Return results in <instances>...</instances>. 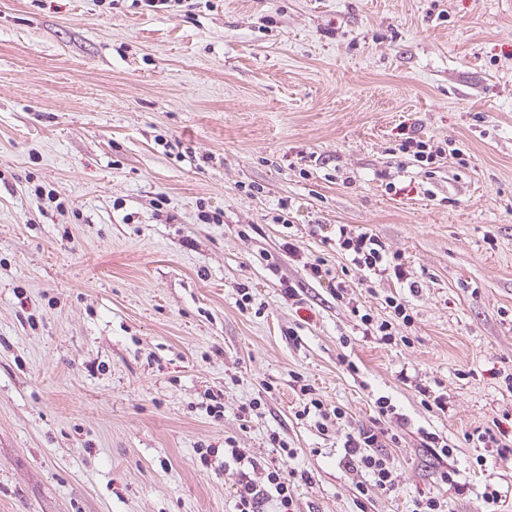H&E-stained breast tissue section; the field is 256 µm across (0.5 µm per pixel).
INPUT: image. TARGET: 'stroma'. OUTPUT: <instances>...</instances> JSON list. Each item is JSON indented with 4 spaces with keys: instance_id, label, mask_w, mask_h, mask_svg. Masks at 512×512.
<instances>
[{
    "instance_id": "stroma-1",
    "label": "stroma",
    "mask_w": 512,
    "mask_h": 512,
    "mask_svg": "<svg viewBox=\"0 0 512 512\" xmlns=\"http://www.w3.org/2000/svg\"><path fill=\"white\" fill-rule=\"evenodd\" d=\"M411 135L465 157L425 172L395 151ZM340 224L404 255L418 292L369 282ZM392 295L413 320L385 345L358 315ZM304 384L345 418L302 416ZM496 422L512 431V0H0V512H235L238 465L198 454L229 441L308 473L294 512H512V454L468 439ZM375 424L390 493L341 464Z\"/></svg>"
}]
</instances>
